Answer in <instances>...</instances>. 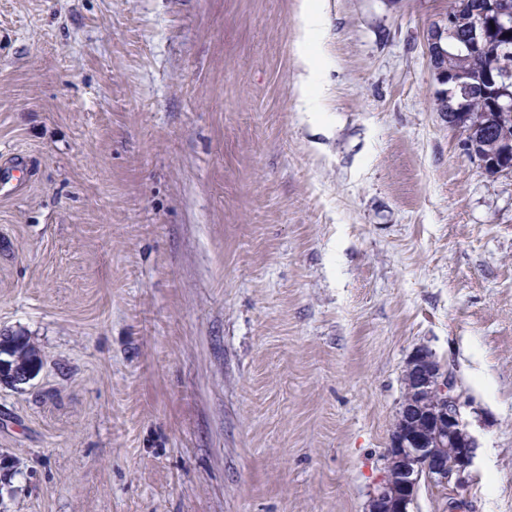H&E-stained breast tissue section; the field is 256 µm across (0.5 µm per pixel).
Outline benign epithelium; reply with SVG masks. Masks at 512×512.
<instances>
[{
	"instance_id": "7a95c632",
	"label": "benign epithelium",
	"mask_w": 512,
	"mask_h": 512,
	"mask_svg": "<svg viewBox=\"0 0 512 512\" xmlns=\"http://www.w3.org/2000/svg\"><path fill=\"white\" fill-rule=\"evenodd\" d=\"M491 31L512 33V9L501 0L450 16L443 26H430L425 43L434 72L447 85L445 97L468 100L479 93L494 97L492 110L484 112L478 122L485 128L495 126L512 110V93L498 85V72L487 68L485 87L478 91L466 73L450 74L437 67V59L448 56V35L463 34L467 51L477 53ZM498 142L499 156L490 159L475 152L474 140H466V146L486 173L511 174L512 136L502 131ZM37 373L34 359L14 356L10 361L0 360V381L7 385L26 384ZM404 379L406 393L383 455L385 474L370 496L368 512H410L421 480L461 488L472 465L476 442L462 416L467 401L458 391L453 371L443 368L429 350L418 348L407 361Z\"/></svg>"
}]
</instances>
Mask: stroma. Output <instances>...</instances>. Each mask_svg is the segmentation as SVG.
<instances>
[{"label": "stroma", "instance_id": "1", "mask_svg": "<svg viewBox=\"0 0 512 512\" xmlns=\"http://www.w3.org/2000/svg\"><path fill=\"white\" fill-rule=\"evenodd\" d=\"M316 3L326 26L302 44ZM452 0H0V512H365L420 347L512 512V174L435 100ZM474 139H465L466 146L470 148V152L475 159L478 160L481 168L490 175H500V174H508L512 173V137L507 134V132H503L501 130L500 136L498 138V142L500 145V151L497 152L499 154L498 157L490 158L486 161L485 155L476 153L475 148L473 146ZM38 373L37 361L33 358L25 360L17 355L11 361H1L0 354V381L11 386L27 384Z\"/></svg>", "mask_w": 512, "mask_h": 512}]
</instances>
